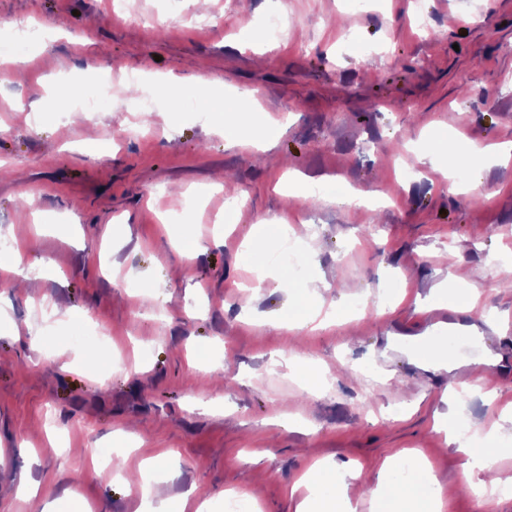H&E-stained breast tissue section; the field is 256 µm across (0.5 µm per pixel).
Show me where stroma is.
I'll return each mask as SVG.
<instances>
[{
    "label": "stroma",
    "mask_w": 512,
    "mask_h": 512,
    "mask_svg": "<svg viewBox=\"0 0 512 512\" xmlns=\"http://www.w3.org/2000/svg\"><path fill=\"white\" fill-rule=\"evenodd\" d=\"M274 2L184 5L159 28V0H125L112 20L108 0H0L28 59L24 80L0 78V257L22 240L30 269L24 292L0 284V512H142L134 484L165 449L179 466L151 498L185 499L184 512L204 500L224 512L235 491L260 512H295L292 488L313 460L373 483L395 455L426 463L414 489L441 495L443 512H512V494L458 495L465 457L439 424L448 376L425 366L474 270L512 267V162L468 151L512 145V0H288L285 37L262 54L253 36ZM203 64L211 97L255 90L254 132L287 118L273 153L226 145L222 110L191 85ZM141 70L176 78L185 101L156 103L147 130L125 90ZM104 75L110 103L74 109ZM428 139L489 198L445 191L443 167L417 156ZM289 168L326 198L293 229L307 265L292 280L269 268L276 238L254 256L240 248L257 217L279 224L294 210L277 188ZM218 172L245 201L228 224L211 221L229 201ZM350 186L388 202L351 215L337 202ZM174 211L181 222L162 227ZM198 240L185 259L178 242ZM256 268L264 283L243 291ZM446 279L454 289L439 291ZM326 281L343 316L303 337L323 378L308 393L284 366L288 325ZM476 299L494 323L448 354L471 384L454 420L503 448L497 478L512 486V284ZM90 332L105 344L87 369ZM201 392L212 409L193 407ZM106 444L122 451V478L92 469ZM32 482L37 496L16 498Z\"/></svg>",
    "instance_id": "obj_1"
}]
</instances>
